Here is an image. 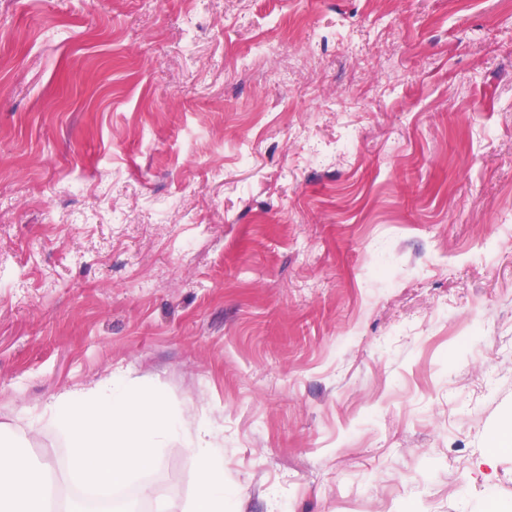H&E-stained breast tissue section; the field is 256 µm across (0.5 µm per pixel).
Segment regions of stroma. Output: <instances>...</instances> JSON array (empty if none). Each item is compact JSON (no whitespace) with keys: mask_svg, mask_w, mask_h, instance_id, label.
<instances>
[{"mask_svg":"<svg viewBox=\"0 0 512 512\" xmlns=\"http://www.w3.org/2000/svg\"><path fill=\"white\" fill-rule=\"evenodd\" d=\"M114 377L138 512H512V0H0V436ZM208 436L200 431L188 448L199 473L198 492L190 512H224V461Z\"/></svg>","mask_w":512,"mask_h":512,"instance_id":"stroma-1","label":"stroma"}]
</instances>
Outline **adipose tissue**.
<instances>
[{"label": "adipose tissue", "mask_w": 512, "mask_h": 512, "mask_svg": "<svg viewBox=\"0 0 512 512\" xmlns=\"http://www.w3.org/2000/svg\"><path fill=\"white\" fill-rule=\"evenodd\" d=\"M190 454L197 464L199 485L191 512H224V461L206 432H199Z\"/></svg>", "instance_id": "1"}]
</instances>
